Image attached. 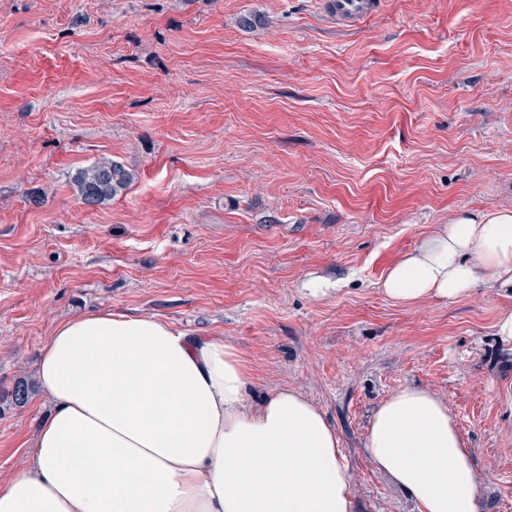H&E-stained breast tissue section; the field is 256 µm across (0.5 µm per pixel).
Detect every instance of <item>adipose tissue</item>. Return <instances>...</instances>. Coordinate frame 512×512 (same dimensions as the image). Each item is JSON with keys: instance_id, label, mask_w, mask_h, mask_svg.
Returning a JSON list of instances; mask_svg holds the SVG:
<instances>
[{"instance_id": "obj_1", "label": "adipose tissue", "mask_w": 512, "mask_h": 512, "mask_svg": "<svg viewBox=\"0 0 512 512\" xmlns=\"http://www.w3.org/2000/svg\"><path fill=\"white\" fill-rule=\"evenodd\" d=\"M512 285V208L453 215L387 271L408 306ZM38 383L51 410L0 512H352L340 440L303 393L248 394L222 339L102 311L59 324ZM364 446L421 512H480L481 479L447 402L417 385L375 408Z\"/></svg>"}]
</instances>
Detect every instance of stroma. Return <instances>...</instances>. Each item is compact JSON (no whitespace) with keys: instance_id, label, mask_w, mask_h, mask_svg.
Returning a JSON list of instances; mask_svg holds the SVG:
<instances>
[{"instance_id":"1","label":"stroma","mask_w":512,"mask_h":512,"mask_svg":"<svg viewBox=\"0 0 512 512\" xmlns=\"http://www.w3.org/2000/svg\"><path fill=\"white\" fill-rule=\"evenodd\" d=\"M106 159L133 182L82 204L77 171ZM495 206L512 207V0H384L354 26L326 0H0V481L50 409L43 344L108 310L223 338L253 401L305 393L353 512H419L363 438L384 398L426 387L483 512H512V346L494 334L512 294L381 291L438 225ZM317 275L337 291L311 297Z\"/></svg>"}]
</instances>
